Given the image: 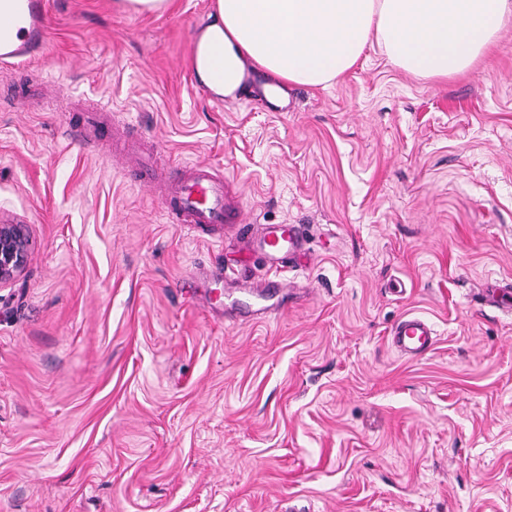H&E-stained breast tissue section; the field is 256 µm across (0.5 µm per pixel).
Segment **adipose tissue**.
<instances>
[{
  "label": "adipose tissue",
  "mask_w": 512,
  "mask_h": 512,
  "mask_svg": "<svg viewBox=\"0 0 512 512\" xmlns=\"http://www.w3.org/2000/svg\"><path fill=\"white\" fill-rule=\"evenodd\" d=\"M512 18V0H215L198 40L196 74L235 97L249 69L283 85L325 88L366 48L419 79L472 71Z\"/></svg>",
  "instance_id": "adipose-tissue-1"
}]
</instances>
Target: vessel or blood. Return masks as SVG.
<instances>
[{
  "label": "vessel or blood",
  "instance_id": "1",
  "mask_svg": "<svg viewBox=\"0 0 512 512\" xmlns=\"http://www.w3.org/2000/svg\"><path fill=\"white\" fill-rule=\"evenodd\" d=\"M48 0H0V62L25 64L47 50ZM167 223L209 227L238 224L242 206L224 185V176L205 163L187 165L181 178L168 181L159 197ZM300 231L293 224L272 225L261 239L270 269L281 272L298 252ZM393 343L404 355L418 358L430 352L437 331L426 318L407 316L392 331Z\"/></svg>",
  "mask_w": 512,
  "mask_h": 512
}]
</instances>
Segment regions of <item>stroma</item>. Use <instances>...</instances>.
<instances>
[{"mask_svg":"<svg viewBox=\"0 0 512 512\" xmlns=\"http://www.w3.org/2000/svg\"><path fill=\"white\" fill-rule=\"evenodd\" d=\"M48 2L45 55L0 66V214L30 241L0 288V512H512V314L476 295L512 282V21L468 75L373 47L273 112L188 76L214 0ZM129 134L163 176L223 171L244 225L165 223ZM269 224L309 258L258 298ZM409 315L438 333L416 359ZM173 0H114L113 8L125 14H163L168 12ZM391 336L397 349L410 358L430 352L437 341V331L426 318L406 316L394 327Z\"/></svg>","mask_w":512,"mask_h":512,"instance_id":"35a3bbf8","label":"stroma"}]
</instances>
